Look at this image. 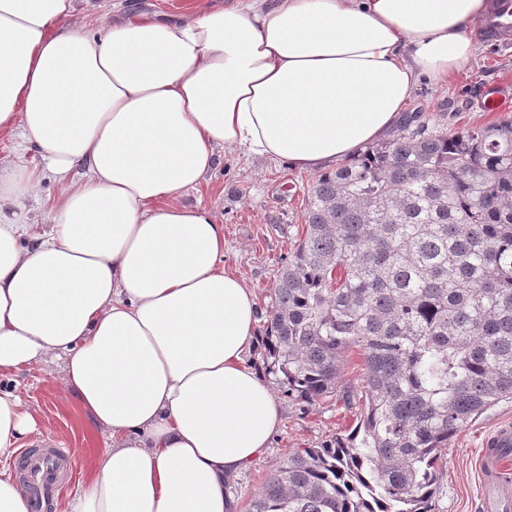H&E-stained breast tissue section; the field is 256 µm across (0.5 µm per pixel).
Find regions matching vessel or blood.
<instances>
[{
    "instance_id": "vessel-or-blood-1",
    "label": "vessel or blood",
    "mask_w": 512,
    "mask_h": 512,
    "mask_svg": "<svg viewBox=\"0 0 512 512\" xmlns=\"http://www.w3.org/2000/svg\"><path fill=\"white\" fill-rule=\"evenodd\" d=\"M482 30L490 40L512 42V0H498ZM511 455L512 425L499 428L485 439L480 461L483 481L490 489L484 501L485 512H512V484L503 478L505 459ZM18 467L25 478L32 512H52L62 491L60 470L75 469L76 461L67 449L46 448L38 453H23Z\"/></svg>"
}]
</instances>
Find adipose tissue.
Listing matches in <instances>:
<instances>
[{"mask_svg": "<svg viewBox=\"0 0 512 512\" xmlns=\"http://www.w3.org/2000/svg\"><path fill=\"white\" fill-rule=\"evenodd\" d=\"M489 0H226L188 17L0 0V374L38 364L106 436L64 512H234L281 425L249 364L260 312L224 226L186 203L232 148L299 170L382 138L420 77L466 72ZM62 191L32 233L24 203ZM39 416L0 390L8 462Z\"/></svg>", "mask_w": 512, "mask_h": 512, "instance_id": "adipose-tissue-1", "label": "adipose tissue"}]
</instances>
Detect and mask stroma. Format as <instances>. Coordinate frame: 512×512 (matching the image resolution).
Instances as JSON below:
<instances>
[{
    "instance_id": "obj_1",
    "label": "stroma",
    "mask_w": 512,
    "mask_h": 512,
    "mask_svg": "<svg viewBox=\"0 0 512 512\" xmlns=\"http://www.w3.org/2000/svg\"><path fill=\"white\" fill-rule=\"evenodd\" d=\"M123 12L172 16L194 14L219 0H115ZM512 90V44L496 46L479 40L471 68L452 83L441 86L420 78L406 106V115L419 116L432 128L457 130L503 120L500 112L486 111L481 98L488 88ZM318 170L298 171L280 161L248 157L226 150L224 159L189 203L210 206L224 224V264L251 289L260 310L272 304L273 287L281 267L293 253L305 224L308 193ZM0 388L13 390L37 407L42 433L24 441V448L57 442L74 452L77 474L66 480L62 498H69L90 475L96 448L105 438L73 398L62 397L50 373L30 367L16 377H0ZM282 410V422L264 455L242 471L231 484L237 512H249L254 494L298 448H318L347 434L356 415L342 402L328 398L306 404L285 397L271 384ZM512 423V402H502L472 420L449 440L445 468L432 506L434 512H481L478 458L483 439Z\"/></svg>"
}]
</instances>
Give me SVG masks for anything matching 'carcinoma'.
Returning a JSON list of instances; mask_svg holds the SVG:
<instances>
[{
	"label": "carcinoma",
	"mask_w": 512,
	"mask_h": 512,
	"mask_svg": "<svg viewBox=\"0 0 512 512\" xmlns=\"http://www.w3.org/2000/svg\"><path fill=\"white\" fill-rule=\"evenodd\" d=\"M352 347L357 424L292 452L249 512H432L448 440L512 399V120L410 117L314 180L273 288L267 366L313 404L337 394Z\"/></svg>",
	"instance_id": "carcinoma-1"
}]
</instances>
